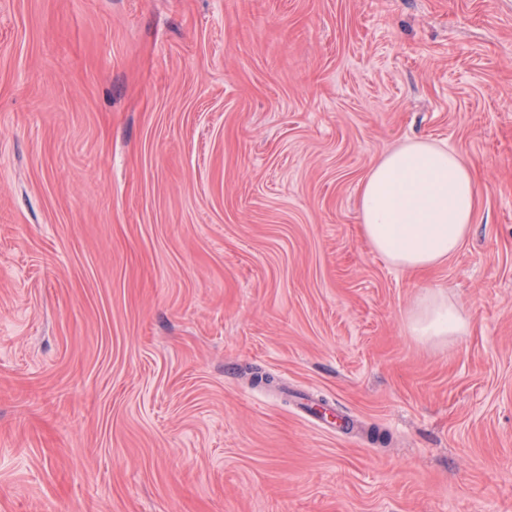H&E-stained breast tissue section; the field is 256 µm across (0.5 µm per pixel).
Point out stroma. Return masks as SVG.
<instances>
[{
	"mask_svg": "<svg viewBox=\"0 0 512 512\" xmlns=\"http://www.w3.org/2000/svg\"><path fill=\"white\" fill-rule=\"evenodd\" d=\"M413 139L480 189L420 276ZM0 512H512V0H0ZM478 198L477 182L456 152L412 141L385 155L362 182V233L392 264L427 269L463 244ZM415 336H462L469 329L468 321L439 294L427 292L418 301L410 317Z\"/></svg>",
	"mask_w": 512,
	"mask_h": 512,
	"instance_id": "1",
	"label": "stroma"
}]
</instances>
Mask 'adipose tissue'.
Wrapping results in <instances>:
<instances>
[{
    "instance_id": "1",
    "label": "adipose tissue",
    "mask_w": 512,
    "mask_h": 512,
    "mask_svg": "<svg viewBox=\"0 0 512 512\" xmlns=\"http://www.w3.org/2000/svg\"><path fill=\"white\" fill-rule=\"evenodd\" d=\"M477 183L460 156L427 141L385 155L359 190L362 233L392 264L420 271L448 260L470 231ZM414 335L461 336L468 321L439 294L429 292L410 317Z\"/></svg>"
}]
</instances>
